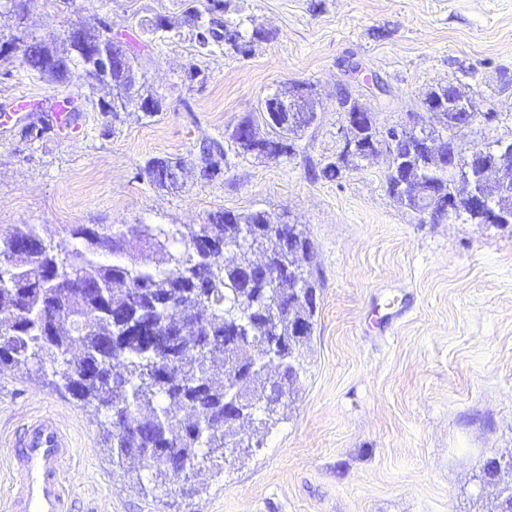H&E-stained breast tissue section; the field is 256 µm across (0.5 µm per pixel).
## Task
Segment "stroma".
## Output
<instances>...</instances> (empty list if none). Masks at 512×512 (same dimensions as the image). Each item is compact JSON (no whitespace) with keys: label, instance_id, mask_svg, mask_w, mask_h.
<instances>
[{"label":"stroma","instance_id":"35a3bbf8","mask_svg":"<svg viewBox=\"0 0 512 512\" xmlns=\"http://www.w3.org/2000/svg\"><path fill=\"white\" fill-rule=\"evenodd\" d=\"M185 0H37L23 32L64 47L71 24L112 26L164 103L112 122L80 113L81 134L26 135L0 125V235L32 224L60 241L70 224H201L217 211L264 210L305 225L323 286L309 365L288 420L252 455L228 453L224 472L196 485L140 493L112 469L92 415L31 369L0 373V449L21 417L51 413L76 453L64 482L76 512H484L497 492L484 464L512 450V223L447 216L420 222L388 193L385 162L321 169L340 151L336 97L349 90L385 130L409 123L427 90L475 72L492 123L462 132L479 148L512 142V0H228L224 18L266 40L241 53L198 48ZM164 16L176 34L159 38ZM356 62L361 75L346 65ZM201 71L190 79V69ZM310 87L317 120L294 153H243L231 135L260 123L263 101ZM384 94H377V87ZM63 88L31 75L21 53L0 65V108L17 98L54 110ZM220 141L224 172L208 180L199 147ZM177 157V187L143 175ZM399 316L386 320L389 308Z\"/></svg>","mask_w":512,"mask_h":512}]
</instances>
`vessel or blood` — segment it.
Wrapping results in <instances>:
<instances>
[{"label": "vessel or blood", "instance_id": "vessel-or-blood-1", "mask_svg": "<svg viewBox=\"0 0 512 512\" xmlns=\"http://www.w3.org/2000/svg\"><path fill=\"white\" fill-rule=\"evenodd\" d=\"M17 485L7 512H73L63 473L74 454L72 439L53 415L23 422L0 452Z\"/></svg>", "mask_w": 512, "mask_h": 512}]
</instances>
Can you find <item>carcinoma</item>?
<instances>
[{
  "label": "carcinoma",
  "instance_id": "carcinoma-1",
  "mask_svg": "<svg viewBox=\"0 0 512 512\" xmlns=\"http://www.w3.org/2000/svg\"><path fill=\"white\" fill-rule=\"evenodd\" d=\"M8 19L20 28L32 0H8ZM186 10L197 42L227 41L208 15L225 10L224 0H189ZM98 30L67 32L68 48L59 50L33 35H5L0 47L37 43L46 53L64 59L49 82L59 87H100L109 99L85 96L92 109L112 117L134 110L147 117L163 111L162 100L143 89L135 72L104 75L91 51L131 50ZM315 102H305L307 115L297 122L287 112L280 119L262 109L263 122L276 139L258 135L254 121L237 125L231 138L243 152L274 142L279 154L291 153L290 136L310 124ZM223 145L211 141L200 150L198 162L208 179L220 175ZM270 213L218 211L203 224H120L109 233L75 224L68 238L46 241L38 229L25 224L0 238V258L8 259L11 276L0 286V370L36 365V373L55 391L69 396L99 418L103 447L112 466L143 490L141 472H151L157 488L190 483L206 472L224 468L226 449L249 454L252 442L238 436L240 423L250 420L267 432L287 419L295 402V387L307 372L317 305L299 295L317 294L320 281L313 270L314 246L306 227L283 220L269 222ZM217 244L212 256H199L192 243L200 238ZM141 244L140 254L126 263L98 260L104 253L122 255L127 243ZM28 243L41 259L33 261L17 249ZM267 254L273 266L293 274L294 287L258 285L242 296L237 279L240 265ZM199 298L197 322L186 328L183 306ZM248 363L240 381V362ZM238 399L239 422L224 421V401ZM124 421L139 428L126 433ZM170 448L186 462V470L171 472L157 456ZM512 472V452L489 460L483 468L488 481ZM488 512H512V482H505Z\"/></svg>",
  "mask_w": 512,
  "mask_h": 512
}]
</instances>
